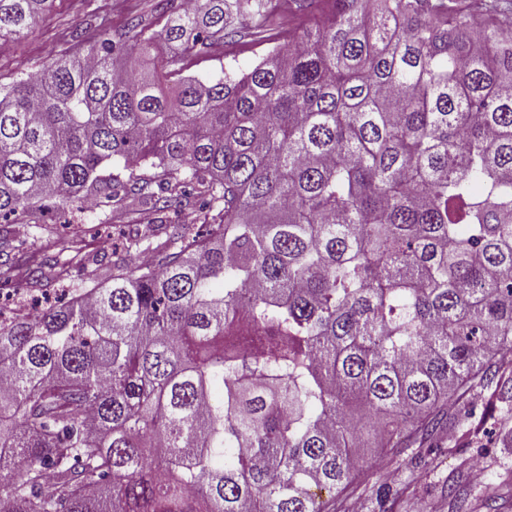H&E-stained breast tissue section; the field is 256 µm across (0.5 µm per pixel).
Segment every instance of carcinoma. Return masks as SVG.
<instances>
[{"label": "carcinoma", "instance_id": "cac0c4a2", "mask_svg": "<svg viewBox=\"0 0 512 512\" xmlns=\"http://www.w3.org/2000/svg\"><path fill=\"white\" fill-rule=\"evenodd\" d=\"M51 2L0 0V42ZM503 2L294 0L323 23L202 81L184 58L233 15L264 40L272 0H165L162 31L0 86L1 218L79 194L148 216L106 274L50 240L83 278L0 323V512H336L357 449L476 436L471 391L512 401ZM22 245L0 236V282ZM64 279L48 259L25 288Z\"/></svg>", "mask_w": 512, "mask_h": 512}]
</instances>
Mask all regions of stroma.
Instances as JSON below:
<instances>
[{"instance_id":"35a3bbf8","label":"stroma","mask_w":512,"mask_h":512,"mask_svg":"<svg viewBox=\"0 0 512 512\" xmlns=\"http://www.w3.org/2000/svg\"><path fill=\"white\" fill-rule=\"evenodd\" d=\"M157 0H53L48 13L27 37L0 51V84L12 83L20 73L36 72L53 59L73 54L76 48L96 42L101 25L122 30L133 18L152 22L161 29L166 16L156 9ZM270 42L238 36L213 45L204 56L186 57L183 73L203 81L222 77L225 70L249 69L270 50ZM108 208L84 212L59 209L54 213L55 235L71 233V221L81 224L82 244L99 264L112 261V238L103 222ZM512 429V405L503 406L499 421L487 425L482 445L467 444L463 434L437 448H367L361 453L356 481L336 502V512H453L449 485L468 493L467 512H487L486 500H494L496 512H512V445L502 435Z\"/></svg>"}]
</instances>
